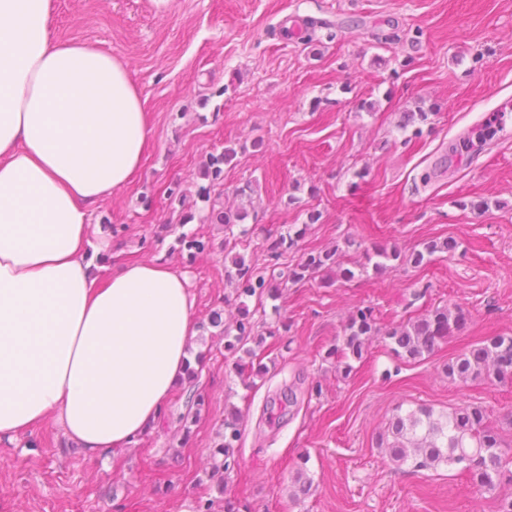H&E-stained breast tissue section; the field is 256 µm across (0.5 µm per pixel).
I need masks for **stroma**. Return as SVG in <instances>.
I'll use <instances>...</instances> for the list:
<instances>
[{"instance_id": "obj_1", "label": "stroma", "mask_w": 512, "mask_h": 512, "mask_svg": "<svg viewBox=\"0 0 512 512\" xmlns=\"http://www.w3.org/2000/svg\"><path fill=\"white\" fill-rule=\"evenodd\" d=\"M54 3L58 38L97 43L128 64L152 127L140 177L94 205L92 221L113 228V262L151 253L187 274L199 324L190 352L202 364L117 456H86L52 423L0 446V512H496V494L461 470L395 466L376 436L396 407L471 404L512 446V382L442 373L471 345L512 335V0ZM406 112L430 113L421 138L399 129ZM492 114L497 137L480 144ZM225 148L236 157L211 189L217 208L253 189L237 253L262 261L272 239L316 210L287 263L337 247L353 280L323 272L273 298L238 294L224 228L194 203L201 169ZM173 182L194 203L191 220L168 200ZM471 200L488 211L464 209ZM177 226L208 249L173 252ZM451 237L455 253L407 263L423 243ZM392 247L402 262L368 264V253ZM229 302L273 328L255 347L267 370L250 388L210 323ZM454 306L467 321L424 359L400 361L381 338L348 373L327 355L356 309L385 331ZM288 388L297 403L276 416L270 402ZM193 392L204 399L195 414ZM233 409L238 464L220 485L209 451ZM301 468L313 486L297 501Z\"/></svg>"}]
</instances>
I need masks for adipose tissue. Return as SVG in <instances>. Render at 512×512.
<instances>
[{
	"instance_id": "1",
	"label": "adipose tissue",
	"mask_w": 512,
	"mask_h": 512,
	"mask_svg": "<svg viewBox=\"0 0 512 512\" xmlns=\"http://www.w3.org/2000/svg\"><path fill=\"white\" fill-rule=\"evenodd\" d=\"M53 22V0H0V442L52 422L94 457L160 416L198 322L162 259L94 264L91 208L136 181L151 130L127 65Z\"/></svg>"
}]
</instances>
